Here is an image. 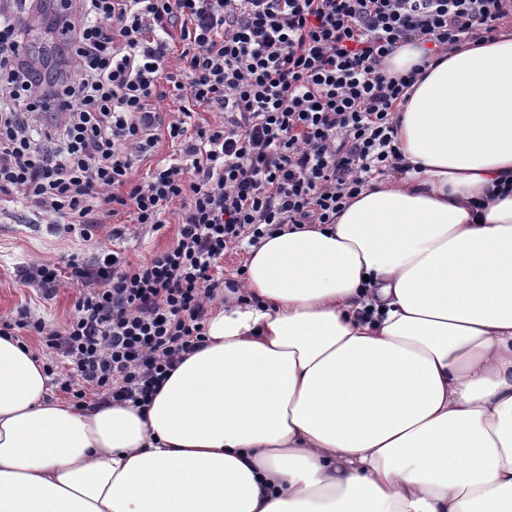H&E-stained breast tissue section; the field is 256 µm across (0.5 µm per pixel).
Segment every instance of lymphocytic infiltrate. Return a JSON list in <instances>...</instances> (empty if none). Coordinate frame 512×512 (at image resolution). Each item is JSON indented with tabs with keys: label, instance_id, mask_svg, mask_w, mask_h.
<instances>
[{
	"label": "lymphocytic infiltrate",
	"instance_id": "f902f5d3",
	"mask_svg": "<svg viewBox=\"0 0 512 512\" xmlns=\"http://www.w3.org/2000/svg\"><path fill=\"white\" fill-rule=\"evenodd\" d=\"M64 67L44 79L25 51L33 0L0 19V198L90 240L119 214L175 244L132 263L22 267L23 285L79 290L62 327L0 318L47 349L46 374L75 399L148 406L204 340L211 302L237 287L227 252L288 225L332 224L378 175L399 171L394 114L417 73L399 46L492 39L512 0H49ZM180 50H173V43ZM176 66H169V58ZM176 108L161 112L160 99ZM215 114L200 123L198 113ZM173 150L143 179L135 164Z\"/></svg>",
	"mask_w": 512,
	"mask_h": 512
}]
</instances>
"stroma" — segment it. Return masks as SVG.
Returning <instances> with one entry per match:
<instances>
[{
	"mask_svg": "<svg viewBox=\"0 0 512 512\" xmlns=\"http://www.w3.org/2000/svg\"><path fill=\"white\" fill-rule=\"evenodd\" d=\"M167 220L166 227L157 232L145 226L126 225L120 246L127 259L136 262L172 246L176 241L177 217L171 213ZM111 244V225L98 228L92 240L84 242L57 233L54 225L43 219L35 220L32 213L21 206L0 202V316L26 308L44 318L46 323L61 325L73 311L78 288L67 283L60 286L52 299H43L21 283L20 264L34 260L60 263L73 253L90 262L97 257L100 248Z\"/></svg>",
	"mask_w": 512,
	"mask_h": 512,
	"instance_id": "1",
	"label": "stroma"
}]
</instances>
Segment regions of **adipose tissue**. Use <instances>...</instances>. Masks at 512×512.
<instances>
[{
	"instance_id": "1",
	"label": "adipose tissue",
	"mask_w": 512,
	"mask_h": 512,
	"mask_svg": "<svg viewBox=\"0 0 512 512\" xmlns=\"http://www.w3.org/2000/svg\"><path fill=\"white\" fill-rule=\"evenodd\" d=\"M416 65L400 171L249 247L146 409L0 336V512H512V26Z\"/></svg>"
}]
</instances>
